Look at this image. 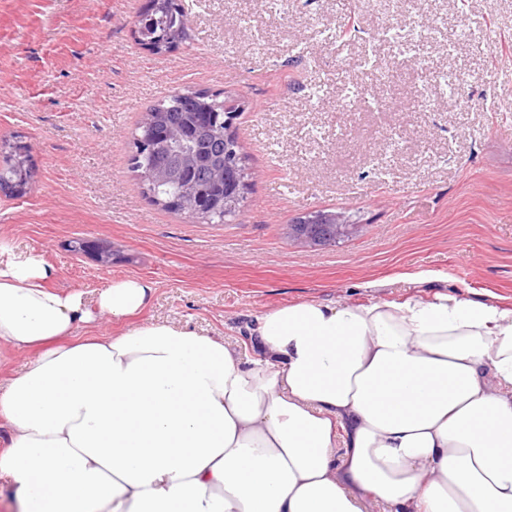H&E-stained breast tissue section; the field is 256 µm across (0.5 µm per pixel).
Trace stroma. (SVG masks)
I'll use <instances>...</instances> for the list:
<instances>
[{
  "mask_svg": "<svg viewBox=\"0 0 512 512\" xmlns=\"http://www.w3.org/2000/svg\"><path fill=\"white\" fill-rule=\"evenodd\" d=\"M146 0H0V136L30 144L32 190L0 194V241L38 251L87 299L112 279L155 288L139 315L243 346L255 314L302 300L448 292L512 303V56L450 34L512 35V0H182L186 39L137 41ZM354 28L330 31L345 13ZM429 34L407 54L385 31ZM456 78L452 93L442 73ZM361 87L377 112L339 109ZM184 90L231 107L248 174L236 219L153 203L129 158L145 108ZM400 141L392 150L388 135ZM345 213L352 239L305 248L296 217ZM112 244L104 267L71 251Z\"/></svg>",
  "mask_w": 512,
  "mask_h": 512,
  "instance_id": "stroma-1",
  "label": "stroma"
}]
</instances>
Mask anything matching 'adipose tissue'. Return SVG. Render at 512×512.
Instances as JSON below:
<instances>
[{"instance_id": "obj_1", "label": "adipose tissue", "mask_w": 512, "mask_h": 512, "mask_svg": "<svg viewBox=\"0 0 512 512\" xmlns=\"http://www.w3.org/2000/svg\"><path fill=\"white\" fill-rule=\"evenodd\" d=\"M55 277L0 244L6 512H512V303L293 302L245 353ZM31 357V352L3 350L0 355V382L5 384L7 378Z\"/></svg>"}]
</instances>
